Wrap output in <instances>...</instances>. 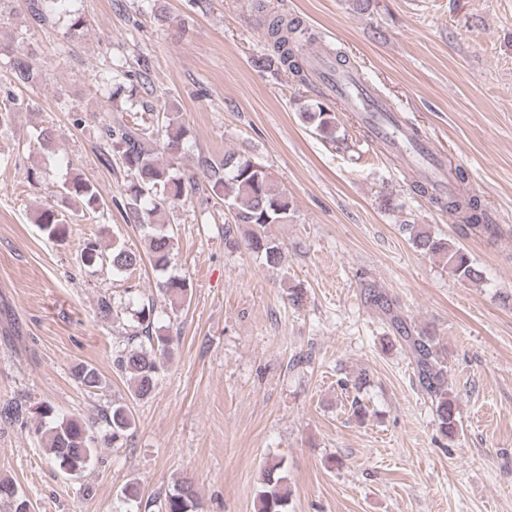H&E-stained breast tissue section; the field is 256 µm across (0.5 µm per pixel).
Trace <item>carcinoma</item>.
Segmentation results:
<instances>
[{
  "label": "carcinoma",
  "mask_w": 512,
  "mask_h": 512,
  "mask_svg": "<svg viewBox=\"0 0 512 512\" xmlns=\"http://www.w3.org/2000/svg\"><path fill=\"white\" fill-rule=\"evenodd\" d=\"M56 0H28L31 19L46 25L55 16ZM269 53L254 60L256 67L272 72L284 71L293 80L305 85L309 82L310 69L303 53L305 44L313 40L311 32L301 22L286 15L273 16L266 31ZM148 67L145 62L135 63L112 71V97H117L124 82L148 84ZM13 83L33 88L42 81L40 70L25 55L12 59ZM22 105L18 98L6 95L4 109H0V132L7 133L15 107ZM175 107L163 108L161 126L150 129L137 122L130 124L124 119L110 121L100 129L99 160L107 168L118 164L123 170L127 188L124 199L118 203L128 224L148 229L150 251L155 267L164 269L170 262L172 240L164 225V205L181 201L203 188L222 200L235 226L250 228L244 239L246 249L260 255L269 266H276L282 258L279 241L270 234L274 224H286L291 218L288 199L275 188L268 169L261 163L238 152H226L222 156H197L196 169H182L178 164L184 150L187 130L179 123ZM302 119L332 143L346 144V138L338 135L336 113L319 101H303L299 104ZM167 160L158 157V153ZM459 189L446 198L429 194L425 182L418 180L414 189L429 196L435 205L448 211V215L464 227L480 232H491L486 223L484 204L478 195L465 185L464 173L457 175ZM57 193L66 199L81 200L83 215H104L106 202L97 186L76 175L62 183ZM37 224L50 238L63 239L68 233L66 215L51 208L43 209ZM410 240L415 248L428 256H436L446 262L458 278L479 281L482 272L461 249L435 237L419 224H407ZM83 265L91 267L98 261H107L112 271L124 273L135 269L139 256L123 246L112 245V251L102 250L100 241L88 239L81 250ZM160 294L170 306L186 301L189 285L186 279L169 277L158 284ZM366 302L390 316L391 328L408 345L417 368L420 386L435 406L440 434L452 439L458 432L455 402L448 392L447 370L443 366L433 341L412 325L391 314L388 297L371 283L363 285ZM156 304L151 301L135 312L136 325L133 336H141L147 343L118 349L112 355V364L128 378L132 398L143 400L157 387L160 373L165 369L171 354L172 339L154 334ZM75 382L89 390L102 385L100 370L89 363H79L72 369ZM27 409L22 403L8 401L0 407V419L26 425ZM100 419L109 428L104 444L109 445L124 438L133 426V415L125 404L114 403L101 411ZM35 432L40 435L45 453L60 469L71 476L84 473L94 460L98 438L94 435L95 422L71 416L54 418L49 425L34 420ZM291 490L281 474V463L267 466L263 483L255 502V512H288ZM0 503L9 512H31V502L22 489L11 479H0ZM162 512H199L193 483L184 480L176 484L161 504Z\"/></svg>",
  "instance_id": "carcinoma-1"
}]
</instances>
